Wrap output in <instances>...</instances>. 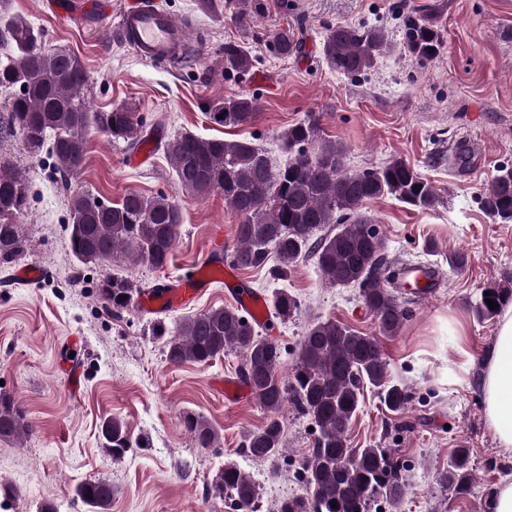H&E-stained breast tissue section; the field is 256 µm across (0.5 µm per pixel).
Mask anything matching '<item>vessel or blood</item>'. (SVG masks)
Masks as SVG:
<instances>
[{"label": "vessel or blood", "instance_id": "obj_1", "mask_svg": "<svg viewBox=\"0 0 512 512\" xmlns=\"http://www.w3.org/2000/svg\"><path fill=\"white\" fill-rule=\"evenodd\" d=\"M112 18L117 40L147 64L180 67L202 52L201 47L191 46L185 24L169 13L162 0H122ZM223 245L224 230L215 228L199 267L190 275L171 279L156 291L138 297L135 309L171 312L192 306L211 287L210 270L219 269L224 271L226 287L243 315L266 320L264 295L238 287L233 265L224 259ZM404 279L416 288L420 300L433 298L441 286L438 277L424 264L407 266Z\"/></svg>", "mask_w": 512, "mask_h": 512}]
</instances>
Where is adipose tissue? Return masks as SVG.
<instances>
[{
    "label": "adipose tissue",
    "instance_id": "ef3b65f1",
    "mask_svg": "<svg viewBox=\"0 0 512 512\" xmlns=\"http://www.w3.org/2000/svg\"><path fill=\"white\" fill-rule=\"evenodd\" d=\"M484 412L500 447L512 448V305L502 309L493 349L484 360Z\"/></svg>",
    "mask_w": 512,
    "mask_h": 512
}]
</instances>
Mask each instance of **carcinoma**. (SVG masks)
Instances as JSON below:
<instances>
[{
  "instance_id": "obj_1",
  "label": "carcinoma",
  "mask_w": 512,
  "mask_h": 512,
  "mask_svg": "<svg viewBox=\"0 0 512 512\" xmlns=\"http://www.w3.org/2000/svg\"><path fill=\"white\" fill-rule=\"evenodd\" d=\"M230 20L243 25L266 14V0H239ZM41 32L15 16L0 23V88L12 89L7 127L23 137L33 151L53 138L51 154L64 181L77 179L87 154V134L96 129L108 140L141 146L148 135L126 107L92 112L84 90L87 72L72 53L40 47ZM388 30L380 25H336L322 42L327 65L344 75L373 67L388 48ZM404 48L419 65L439 57L442 36L429 17L406 23ZM270 50L286 58L300 50L292 32L277 30ZM255 59L247 48L224 44V77L240 78L251 71ZM258 116L256 98L235 95L214 102L209 119L219 125L248 127ZM288 158L272 162L268 152L251 141H228L181 133L163 144L179 185L205 195L224 193L225 204L241 215L236 230L233 262L239 267H260L274 255L286 267L305 255L315 258L321 277L339 288H357L366 307L376 316L380 334L394 336L407 317L397 294L398 266L384 260L383 240L371 220L359 213L363 203L385 194L421 210L433 209L440 199L432 184L413 166L400 159L349 172L345 149L320 140L318 119L309 115L290 125L281 135ZM28 204L25 175L0 162V260L24 251L25 240L17 218ZM485 210L496 219L512 222V167H504L483 196ZM69 247L82 263H145L165 268L172 256L181 209L169 196L146 197L137 192L119 203H106L84 190L68 201ZM331 225L322 237L316 233ZM146 288L122 276H112L99 286L101 300L121 311L133 304ZM475 312L490 318L512 300L508 280L484 288ZM495 301L489 308L486 299ZM297 298L278 292L273 299L276 316L285 321L297 313ZM256 322L243 321L235 308L211 309L180 318L173 327L155 322V332L168 336L167 359L174 365H204L236 349L244 356L242 377L251 385L269 416L249 433L247 452L256 460L271 461L283 450L284 428L277 413L291 396L316 428L313 448L303 465V481L310 496L283 502L278 512H369L371 504L396 505L406 493L404 463L385 448H353L348 430L361 410L366 386L377 391L393 412L407 408L408 386L387 380V362L376 337L332 320L312 324L302 336L297 361L288 382L279 379L281 347L258 336ZM184 427L197 447L212 448L218 441L213 428L199 415L184 416ZM32 432L25 410L11 397L0 394V439L19 440ZM99 440L112 456L132 447L127 426L112 417L101 425ZM469 449H455L442 480L458 494L471 490ZM218 494L231 492L240 509L250 507L255 487L235 464L224 466L216 480ZM76 495L92 512H109L115 495L112 482L97 478L76 488Z\"/></svg>"
}]
</instances>
